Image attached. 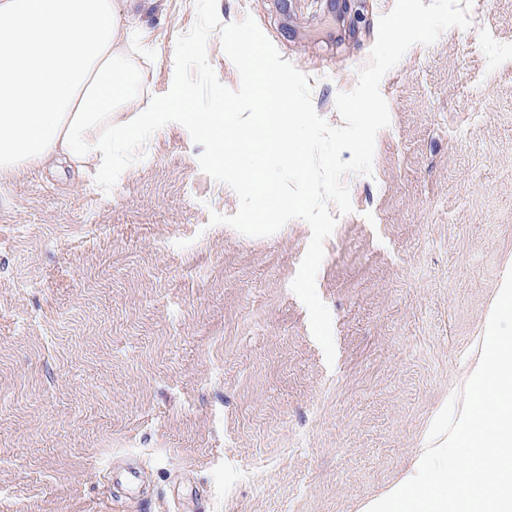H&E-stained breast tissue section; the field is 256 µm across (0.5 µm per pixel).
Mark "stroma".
Segmentation results:
<instances>
[{"instance_id": "1", "label": "stroma", "mask_w": 512, "mask_h": 512, "mask_svg": "<svg viewBox=\"0 0 512 512\" xmlns=\"http://www.w3.org/2000/svg\"><path fill=\"white\" fill-rule=\"evenodd\" d=\"M395 0H217L307 75L317 113ZM196 0H152L126 64L164 99ZM411 47L316 276L327 364L291 290L301 219L251 238L170 123L111 191L73 168L0 189V512H367L420 462L512 267V0Z\"/></svg>"}]
</instances>
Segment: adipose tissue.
Wrapping results in <instances>:
<instances>
[{"label":"adipose tissue","mask_w":512,"mask_h":512,"mask_svg":"<svg viewBox=\"0 0 512 512\" xmlns=\"http://www.w3.org/2000/svg\"><path fill=\"white\" fill-rule=\"evenodd\" d=\"M149 3L0 0V186L57 162L111 168L123 113L152 127L161 102L133 96L120 69Z\"/></svg>","instance_id":"adipose-tissue-1"}]
</instances>
